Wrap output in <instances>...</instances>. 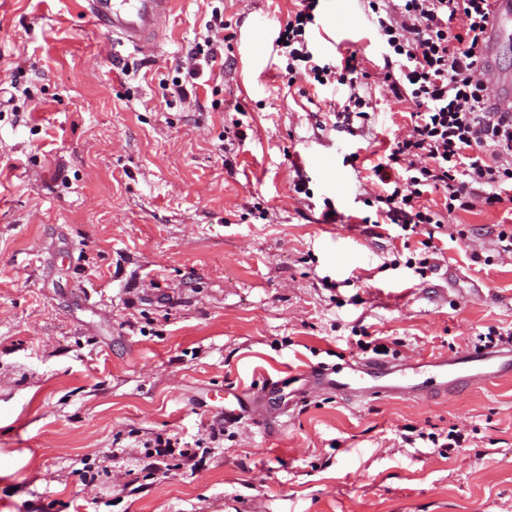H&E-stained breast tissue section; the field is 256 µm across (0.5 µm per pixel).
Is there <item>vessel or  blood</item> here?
Returning a JSON list of instances; mask_svg holds the SVG:
<instances>
[{"label": "vessel or blood", "instance_id": "vessel-or-blood-1", "mask_svg": "<svg viewBox=\"0 0 512 512\" xmlns=\"http://www.w3.org/2000/svg\"><path fill=\"white\" fill-rule=\"evenodd\" d=\"M173 0H86V12L103 29L108 39L137 51L155 49L159 40V18L169 15ZM489 39L485 55L512 37V0H490ZM496 88L494 102L499 110L512 112V77L492 72ZM512 377V344L498 351H461L452 357L408 359L399 363L368 359L328 367L315 365L306 374L315 391H332L355 400L379 395L417 398L447 393L464 384L494 383Z\"/></svg>", "mask_w": 512, "mask_h": 512}]
</instances>
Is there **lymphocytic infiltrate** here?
<instances>
[{"label":"lymphocytic infiltrate","instance_id":"obj_1","mask_svg":"<svg viewBox=\"0 0 512 512\" xmlns=\"http://www.w3.org/2000/svg\"><path fill=\"white\" fill-rule=\"evenodd\" d=\"M368 6L385 49L382 81L397 100L418 107L410 115V134L394 144L377 174L383 189L375 201L383 223L404 231L443 226V213L420 203L431 190H444V212L503 203L512 186V112L490 109L487 69L478 55L489 0H368ZM315 8L316 0H303L280 27L276 43L285 69L322 87H351L343 119H368L365 100L354 92L355 54L331 60L308 47ZM460 14L466 23L458 31L453 22ZM144 448L142 470L151 478L172 457L193 471L203 463L177 437L159 436Z\"/></svg>","mask_w":512,"mask_h":512}]
</instances>
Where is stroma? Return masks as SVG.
I'll return each instance as SVG.
<instances>
[{"mask_svg": "<svg viewBox=\"0 0 512 512\" xmlns=\"http://www.w3.org/2000/svg\"><path fill=\"white\" fill-rule=\"evenodd\" d=\"M299 6L177 0L159 46L137 53L108 46L84 0H0L12 512H512V378L364 402L299 380L319 363L449 357L512 329L497 238L512 205L374 234L373 167L416 106L381 80L366 0H319L311 33L324 56L356 52L355 88L278 76L275 38ZM208 36L220 62L174 97L177 65ZM353 92L370 120L335 125ZM271 380L285 387L266 413L225 422L205 465L143 477L145 441L194 442L224 415L212 393L251 400ZM453 429L463 447L433 444ZM89 461L104 469L92 482Z\"/></svg>", "mask_w": 512, "mask_h": 512, "instance_id": "stroma-1", "label": "stroma"}]
</instances>
